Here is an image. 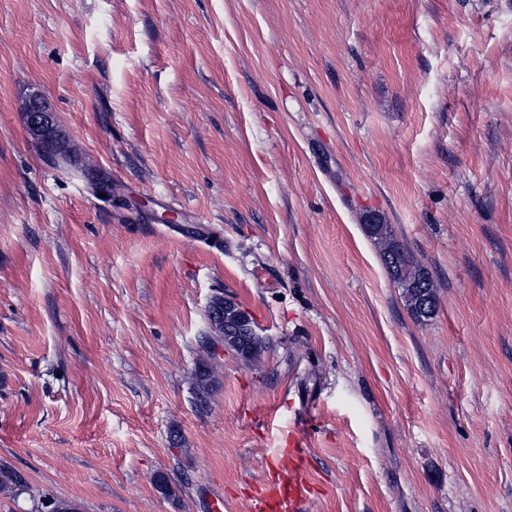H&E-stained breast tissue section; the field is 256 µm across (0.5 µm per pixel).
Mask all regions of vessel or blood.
I'll return each instance as SVG.
<instances>
[{
	"label": "vessel or blood",
	"instance_id": "obj_1",
	"mask_svg": "<svg viewBox=\"0 0 512 512\" xmlns=\"http://www.w3.org/2000/svg\"><path fill=\"white\" fill-rule=\"evenodd\" d=\"M313 490L303 438L289 436L276 449L268 470L251 497V512H300Z\"/></svg>",
	"mask_w": 512,
	"mask_h": 512
}]
</instances>
